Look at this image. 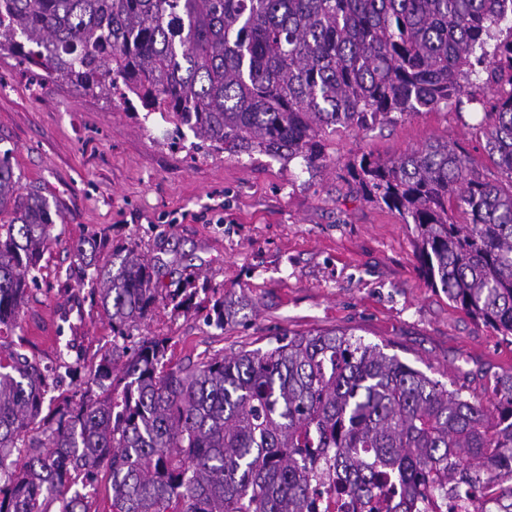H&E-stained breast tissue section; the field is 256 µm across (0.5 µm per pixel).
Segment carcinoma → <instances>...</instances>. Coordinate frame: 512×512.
Masks as SVG:
<instances>
[{
	"label": "carcinoma",
	"mask_w": 512,
	"mask_h": 512,
	"mask_svg": "<svg viewBox=\"0 0 512 512\" xmlns=\"http://www.w3.org/2000/svg\"><path fill=\"white\" fill-rule=\"evenodd\" d=\"M512 0H0V51L41 79L158 112L232 155L322 167L345 129L463 104L484 72L478 130L505 175L489 181L458 144L349 165L363 200L415 233L419 271L498 335L512 337ZM0 150V333L17 327L59 212L19 183ZM95 238L72 246L112 328L87 388L38 419L54 370L0 351V512H91L75 486L108 476L112 512H317L319 487L372 501L394 478L424 512L448 489L512 480V374L495 410L345 331L165 368L167 340L119 345L160 300L198 310L197 289L159 292L137 250L101 271ZM240 303L215 300L219 329ZM26 449L9 461L14 449Z\"/></svg>",
	"instance_id": "cac0c4a2"
}]
</instances>
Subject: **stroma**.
Listing matches in <instances>:
<instances>
[{
  "instance_id": "stroma-1",
  "label": "stroma",
  "mask_w": 512,
  "mask_h": 512,
  "mask_svg": "<svg viewBox=\"0 0 512 512\" xmlns=\"http://www.w3.org/2000/svg\"><path fill=\"white\" fill-rule=\"evenodd\" d=\"M478 104L440 108L328 138L324 167L208 147L192 131L171 143L160 113L125 111L103 93L45 83L0 54V149L23 186H38L60 212L19 325L0 344L55 367L50 397L72 394L112 347V330L78 281L73 242L107 238L99 257L133 247L156 261L160 288L192 281L197 300L246 303L236 325L158 304L128 346L167 338L166 364L267 348L284 333L346 330L471 400L492 406L498 377L512 374L503 338L449 302L417 271L413 234L400 216L357 196L348 168L364 152L389 159L439 139L456 142L479 170H499L472 130Z\"/></svg>"
}]
</instances>
